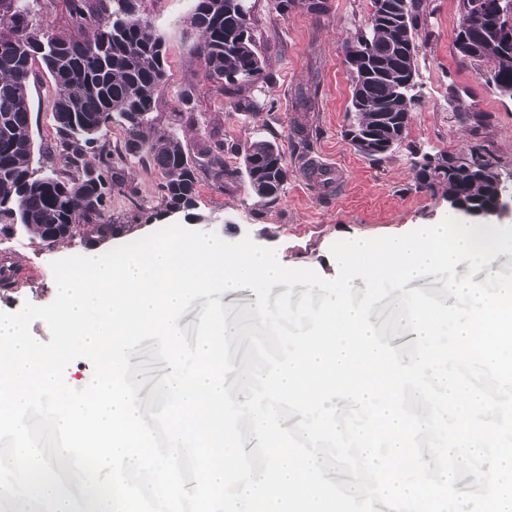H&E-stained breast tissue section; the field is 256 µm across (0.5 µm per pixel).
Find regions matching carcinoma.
<instances>
[{"label":"carcinoma","instance_id":"cac0c4a2","mask_svg":"<svg viewBox=\"0 0 512 512\" xmlns=\"http://www.w3.org/2000/svg\"><path fill=\"white\" fill-rule=\"evenodd\" d=\"M391 10L368 18L364 30L345 43L353 74L350 111L353 127L370 138L371 149L351 139L357 151L378 158L405 138L415 76L418 8L416 0H389ZM190 23L198 31L197 50L206 77L231 92L255 82L263 59L253 35L245 0L226 15L214 0H192ZM512 0H480L457 25L455 54L463 62L489 64L487 82L512 85V43L501 31ZM141 0H71V19L87 37L54 33L28 20L30 0H0V234L19 226L52 247L61 238L53 228L70 227L68 239L85 231L98 240L132 230L105 220L116 191L126 188L129 162L148 158L161 174L160 205L196 208L201 164L192 159L171 126L156 121L152 110L166 83L162 39L140 9ZM40 61L54 85L56 151L62 168L36 174L29 129V84ZM124 137L112 143V126ZM476 173L433 168L416 174L432 193L445 189L471 208L494 204L499 162L480 144L468 148ZM244 174L260 198L275 201L284 190L288 168L279 146L253 141L242 152V167L208 170L211 180L227 183Z\"/></svg>","mask_w":512,"mask_h":512}]
</instances>
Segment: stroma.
<instances>
[{"mask_svg":"<svg viewBox=\"0 0 512 512\" xmlns=\"http://www.w3.org/2000/svg\"><path fill=\"white\" fill-rule=\"evenodd\" d=\"M254 22L258 50L264 60L259 79L233 94L204 77L197 51L198 32L187 16L190 0H142V12L166 49V84L153 114L164 125L176 124L190 152H199L207 135L224 140L215 165L238 167L241 148L256 139L276 142L288 166L279 200L259 198L245 179L230 187L201 178L194 217L158 212L160 174L133 163L126 180L136 199L114 194L105 216L111 223L131 225L130 234L101 244V251L136 241L172 223L213 232L229 242L248 237L272 247L292 268H310L326 279L339 267L330 253L341 239L397 236L417 224H436L449 216L448 196L420 189L414 164L425 156L456 152L480 143L500 162L503 177H512V97L486 82L487 64L460 63L454 39L458 0H421L418 26L414 105L407 137L378 159L359 153L346 136L352 74L342 46L361 28L371 0H325L313 13L306 0L285 12L273 0H246ZM30 133L36 149L48 155L57 142L52 117L53 81L34 64L29 86ZM485 116L480 127L463 123L459 108ZM331 163L332 184L325 185L307 167L308 158ZM79 241L46 247L32 233L0 234V263L13 266L15 286L0 291V311L14 312L23 303L46 305L55 298L51 262L61 255L83 254Z\"/></svg>","mask_w":512,"mask_h":512,"instance_id":"obj_1","label":"stroma"}]
</instances>
